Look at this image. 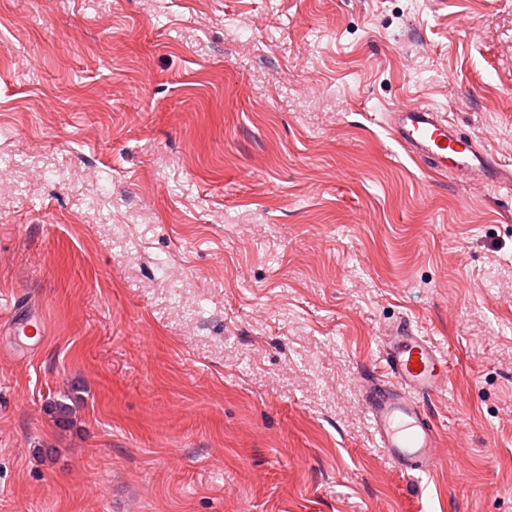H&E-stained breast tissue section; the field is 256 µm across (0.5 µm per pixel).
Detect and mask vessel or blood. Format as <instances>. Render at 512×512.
Returning a JSON list of instances; mask_svg holds the SVG:
<instances>
[{"label":"vessel or blood","mask_w":512,"mask_h":512,"mask_svg":"<svg viewBox=\"0 0 512 512\" xmlns=\"http://www.w3.org/2000/svg\"><path fill=\"white\" fill-rule=\"evenodd\" d=\"M389 129L399 146L434 172H462L512 197V164L462 133L438 109L397 106ZM448 364L447 355L410 320L387 325L379 339V368L362 397L377 447L402 473L427 475L441 461V432L429 405L448 388Z\"/></svg>","instance_id":"1"}]
</instances>
